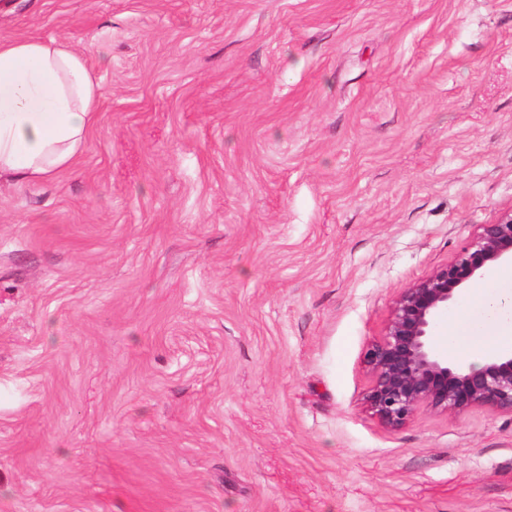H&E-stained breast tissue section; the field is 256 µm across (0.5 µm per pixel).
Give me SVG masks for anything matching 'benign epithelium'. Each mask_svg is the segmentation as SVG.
I'll list each match as a JSON object with an SVG mask.
<instances>
[{"label": "benign epithelium", "instance_id": "obj_1", "mask_svg": "<svg viewBox=\"0 0 512 512\" xmlns=\"http://www.w3.org/2000/svg\"><path fill=\"white\" fill-rule=\"evenodd\" d=\"M503 262L512 263L511 214L480 225L453 259L398 294L384 335L364 355L371 377L364 403L384 427H402L423 407L512 414V351L489 355L480 366H450L433 344L436 318L458 289Z\"/></svg>", "mask_w": 512, "mask_h": 512}]
</instances>
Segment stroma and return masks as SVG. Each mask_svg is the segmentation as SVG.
Masks as SVG:
<instances>
[{"mask_svg": "<svg viewBox=\"0 0 512 512\" xmlns=\"http://www.w3.org/2000/svg\"><path fill=\"white\" fill-rule=\"evenodd\" d=\"M102 92L0 184V512H512V415L365 408L397 294L512 214V0H0Z\"/></svg>", "mask_w": 512, "mask_h": 512, "instance_id": "obj_1", "label": "stroma"}]
</instances>
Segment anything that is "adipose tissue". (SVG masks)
Here are the masks:
<instances>
[{
  "instance_id": "1",
  "label": "adipose tissue",
  "mask_w": 512,
  "mask_h": 512,
  "mask_svg": "<svg viewBox=\"0 0 512 512\" xmlns=\"http://www.w3.org/2000/svg\"><path fill=\"white\" fill-rule=\"evenodd\" d=\"M100 86L84 54L63 39L0 42V181L37 183L71 166L96 121ZM468 304L485 314L481 327L449 322L439 344L456 356L482 358L512 349V268L473 289Z\"/></svg>"
}]
</instances>
